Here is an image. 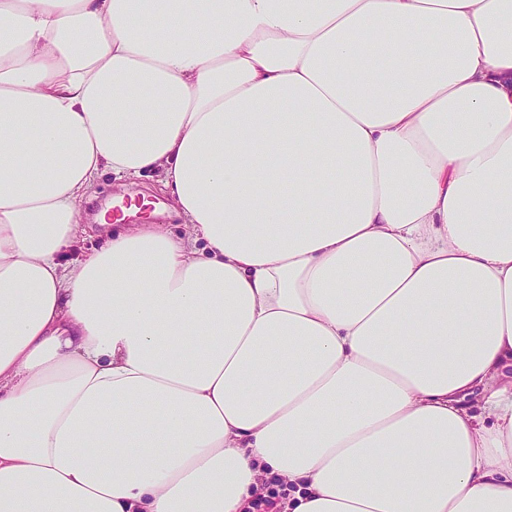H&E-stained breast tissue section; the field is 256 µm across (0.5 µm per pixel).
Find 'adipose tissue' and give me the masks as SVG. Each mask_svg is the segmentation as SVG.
Wrapping results in <instances>:
<instances>
[{"mask_svg":"<svg viewBox=\"0 0 512 512\" xmlns=\"http://www.w3.org/2000/svg\"><path fill=\"white\" fill-rule=\"evenodd\" d=\"M510 365L512 0H0V512H512ZM147 183L148 180L118 178L112 175V172L101 174L97 183L96 197L90 205H87V224H96L95 217L110 201L114 202L116 198L120 197L123 199L128 194L132 196L139 194L148 202L160 204L157 212H155V206L151 205L152 210L150 212H137L135 217L129 216L123 223L108 222L110 224H163L173 234L184 233L183 219L172 212L167 206L165 197L150 190Z\"/></svg>","mask_w":512,"mask_h":512,"instance_id":"ef3b65f1","label":"adipose tissue"}]
</instances>
